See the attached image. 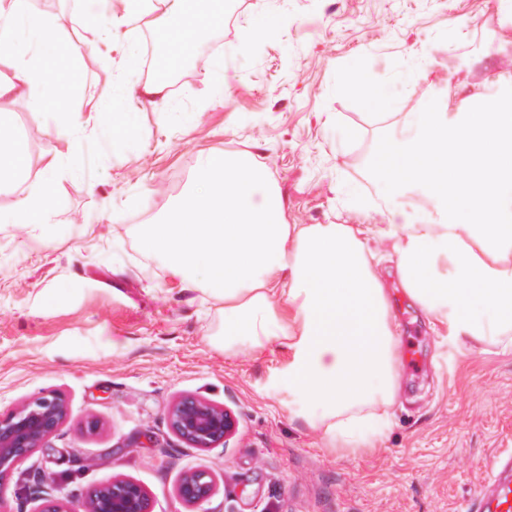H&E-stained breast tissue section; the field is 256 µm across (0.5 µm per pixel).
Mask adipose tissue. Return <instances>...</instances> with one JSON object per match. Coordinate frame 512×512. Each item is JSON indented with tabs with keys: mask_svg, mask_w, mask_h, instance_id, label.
Returning a JSON list of instances; mask_svg holds the SVG:
<instances>
[{
	"mask_svg": "<svg viewBox=\"0 0 512 512\" xmlns=\"http://www.w3.org/2000/svg\"><path fill=\"white\" fill-rule=\"evenodd\" d=\"M168 47L202 32L223 0H165ZM57 22L29 0H0V182L27 169L25 145L10 137L14 108H50L61 126V95L77 89L79 64L58 67ZM380 175L395 196L418 191L426 208L385 225L398 278L449 342L512 348V104L447 115L436 104L416 128L386 143ZM59 166L49 161L0 224L43 223ZM266 173L245 153L208 155L167 219L141 233L185 280L204 279L223 300L224 352L274 341L291 354L282 379L305 394L308 415L329 442L360 448L388 425L398 388L399 341L384 283L362 230L348 224H289ZM289 314H282L281 306Z\"/></svg>",
	"mask_w": 512,
	"mask_h": 512,
	"instance_id": "adipose-tissue-1",
	"label": "adipose tissue"
}]
</instances>
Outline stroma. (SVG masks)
Returning a JSON list of instances; mask_svg holds the SVG:
<instances>
[{"mask_svg":"<svg viewBox=\"0 0 512 512\" xmlns=\"http://www.w3.org/2000/svg\"><path fill=\"white\" fill-rule=\"evenodd\" d=\"M231 26L189 37L164 108L122 91L149 84L143 33L164 4L109 44L97 40L105 8L124 0H33L61 25L64 55L84 57L81 92L68 105L84 122L109 97L136 112V134L74 140L42 109L16 113L30 178L61 163L46 223L0 227V416L60 396L67 416L0 482L13 512H38L62 491L75 506L116 478L139 483L153 512H196L182 478L208 470V512H461L483 465L512 453V352L447 344L403 292L391 245L378 235L391 200L372 162L381 139L443 101L474 112L512 102V0H228ZM81 152V173L65 161ZM249 153L285 205L290 224L367 229L400 338L404 365L391 425L374 447L328 443L289 403L278 343L224 353L223 301L139 248L211 153ZM193 396L231 411L234 434L193 448L167 413ZM97 466H87V459Z\"/></svg>","mask_w":512,"mask_h":512,"instance_id":"obj_1","label":"stroma"}]
</instances>
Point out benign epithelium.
<instances>
[{
    "label": "benign epithelium",
    "mask_w": 512,
    "mask_h": 512,
    "mask_svg": "<svg viewBox=\"0 0 512 512\" xmlns=\"http://www.w3.org/2000/svg\"><path fill=\"white\" fill-rule=\"evenodd\" d=\"M66 406L57 396H41L11 415L0 417V480L27 460L34 449L63 423ZM172 430L193 448H213L233 433L236 421L227 410L196 397L181 398L168 412ZM213 494L208 472L186 475L178 488L182 501L198 509ZM84 512H151L143 487L129 479L114 480L92 491Z\"/></svg>",
    "instance_id": "obj_1"
}]
</instances>
